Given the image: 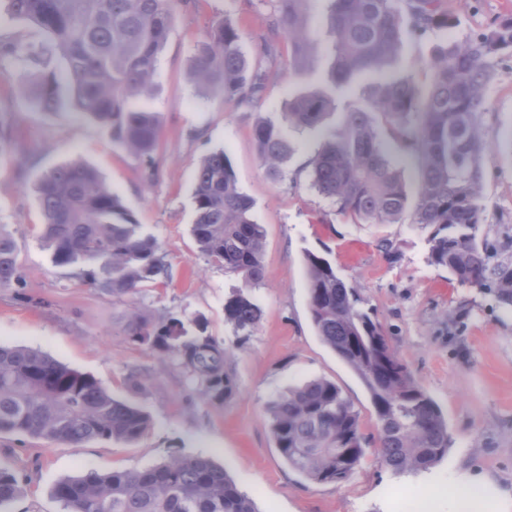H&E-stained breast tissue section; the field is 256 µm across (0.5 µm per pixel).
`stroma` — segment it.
Returning <instances> with one entry per match:
<instances>
[{"label": "stroma", "instance_id": "1", "mask_svg": "<svg viewBox=\"0 0 512 512\" xmlns=\"http://www.w3.org/2000/svg\"><path fill=\"white\" fill-rule=\"evenodd\" d=\"M272 0H200L177 8L157 61V91L147 107L157 112L161 141L158 168L145 181L143 162L112 143L94 122L68 110L47 113L0 81V119L27 146L26 154L0 155V224L18 244L22 289H0V344L40 350L92 375L114 396L133 401L151 416L139 440L46 442L0 435V466L15 471L25 492L0 512H64L52 496L63 479L88 472L142 469L174 456L211 458L223 466L259 512H451L448 485L460 471L512 490V314L487 290L456 282L426 261L428 230L398 224L358 223L318 195L309 162L320 144L316 132L294 134L297 151L283 180L267 175L252 136L258 117L276 118L288 97L320 85L324 70L305 77L286 64L273 66L261 108L224 106L204 98L189 77L197 42L215 22L231 18L249 52L260 49ZM453 15L448 37L460 40L512 19V0H447ZM430 38L403 39L392 66L429 79L423 60ZM493 150L484 160V229L512 228V58L503 57L487 93L481 119ZM224 149L253 216L265 235V281L251 295L262 310L259 324L242 331L224 318V303L241 287L239 277L201 257L191 236L193 177L200 158ZM72 161L102 175L131 208L145 234L166 253L170 278L115 298L104 287L83 285L77 270L53 263L37 234L42 217L34 187L48 169ZM389 240L391 250L380 246ZM328 258L357 288L360 306L372 311L398 355L441 408L452 446L426 471L397 473L379 458L378 424L371 397L357 374L336 357L312 325L305 254ZM138 308L154 320L171 314L204 318L206 333L232 350L228 369L238 394L216 404L199 396L198 383L173 363L161 362L128 337L127 312ZM150 381L133 392L128 376ZM314 378L334 382L359 414L367 454L341 484H319L289 468L271 439L267 406L288 387ZM435 495H427L428 486Z\"/></svg>", "mask_w": 512, "mask_h": 512}]
</instances>
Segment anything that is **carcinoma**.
<instances>
[{
	"mask_svg": "<svg viewBox=\"0 0 512 512\" xmlns=\"http://www.w3.org/2000/svg\"><path fill=\"white\" fill-rule=\"evenodd\" d=\"M197 2L7 0L10 18L39 27L46 40L38 47L0 41V76L45 112L70 106L150 166L161 128L157 113L139 101L153 95L156 58L174 23V5ZM315 3L324 4L328 18L327 83L288 98L278 119L255 122L252 135L267 175L285 177L296 151L290 132L319 131L320 147L310 161L312 188L340 214L366 224H398L409 195L388 149L393 141L418 169L411 217L431 228L428 262L461 284L493 292L500 307L512 312V234L496 242L479 237L488 150L481 115L494 57L512 55V21L450 42L446 0H274L269 38L259 52L249 54L240 29L220 21L196 46L191 79L210 99L252 106L262 99L283 46L289 69L300 75L316 70L319 44L309 24ZM406 34L436 38L422 64L430 78L425 90L409 75L388 72ZM8 58L24 65L16 77L4 69ZM355 82L356 99L338 108L333 91ZM337 111L340 123L327 124ZM35 192L41 241L56 265L78 267L85 283L101 282L117 297L168 278L169 264L156 239L141 231L135 213L93 167H55L40 177ZM193 199L191 233L198 253L242 280L239 293L224 303V318L251 330L262 317L250 290L265 278L264 232L223 150L201 158ZM17 256L16 239L1 224V289L23 287ZM305 272L318 336L370 393L383 463L396 472L430 469L451 445L438 404L394 352L381 325L358 307L356 289L328 259L307 253ZM128 329L153 352L188 369L211 400L237 394L226 371L230 351L213 337L188 335L183 320L172 315L149 323L135 310ZM268 419L282 458L314 482L342 483L365 457L359 415L329 380L288 389L269 403ZM149 426L143 409L113 397L94 377L39 350L0 345V434L131 443ZM23 493L18 475L0 467V506ZM52 496L65 512H257L252 498L208 457L89 472L59 481Z\"/></svg>",
	"mask_w": 512,
	"mask_h": 512,
	"instance_id": "obj_1",
	"label": "carcinoma"
}]
</instances>
